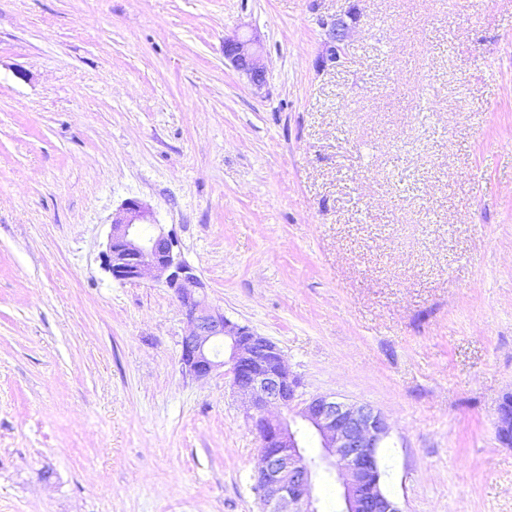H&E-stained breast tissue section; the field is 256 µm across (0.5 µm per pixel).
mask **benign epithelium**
I'll use <instances>...</instances> for the list:
<instances>
[{
	"mask_svg": "<svg viewBox=\"0 0 512 512\" xmlns=\"http://www.w3.org/2000/svg\"><path fill=\"white\" fill-rule=\"evenodd\" d=\"M356 23L357 14L351 9L322 21L330 59L339 60ZM224 58L253 84L266 82L256 40L225 38ZM103 264L116 281L150 278L172 291L186 323L181 363L190 375L205 380L217 369L227 368L231 386L247 403L261 440L262 466L255 488L264 512H318L312 478L320 470L335 476L341 512H400L381 482L380 448L390 436L384 414L369 404L335 396L302 398L300 379L288 369L282 350L208 302L198 270L182 257L175 240L155 223L141 201L129 198L113 215ZM217 341L224 343V360L213 350ZM271 407L287 416L271 414ZM496 433L502 445L512 446L510 397L498 407ZM310 438L321 448L313 458L306 454Z\"/></svg>",
	"mask_w": 512,
	"mask_h": 512,
	"instance_id": "benign-epithelium-1",
	"label": "benign epithelium"
}]
</instances>
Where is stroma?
Returning <instances> with one entry per match:
<instances>
[{
    "label": "stroma",
    "instance_id": "1",
    "mask_svg": "<svg viewBox=\"0 0 512 512\" xmlns=\"http://www.w3.org/2000/svg\"><path fill=\"white\" fill-rule=\"evenodd\" d=\"M129 198L304 395L387 416L400 512H512V0H0V512H262L229 376L102 267ZM357 20L356 12L348 10L329 20L322 21L321 25L325 29L326 36L325 45L329 52L330 60H339L340 54L344 50L345 41ZM224 58L230 60L236 69L244 72L254 85L262 86L266 82V66L255 39L237 35L225 38ZM496 433L502 445L512 446V398L509 396L498 407Z\"/></svg>",
    "mask_w": 512,
    "mask_h": 512
}]
</instances>
